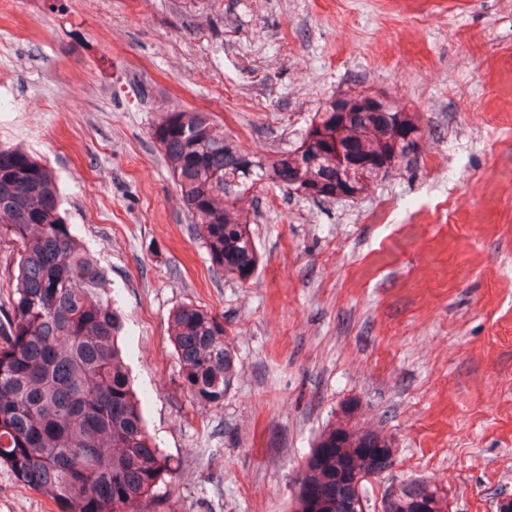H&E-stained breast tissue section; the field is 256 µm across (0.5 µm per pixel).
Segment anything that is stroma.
Listing matches in <instances>:
<instances>
[{
  "instance_id": "1",
  "label": "stroma",
  "mask_w": 512,
  "mask_h": 512,
  "mask_svg": "<svg viewBox=\"0 0 512 512\" xmlns=\"http://www.w3.org/2000/svg\"><path fill=\"white\" fill-rule=\"evenodd\" d=\"M364 89L422 114L417 160L327 203L255 191L252 281L214 271L154 124L207 112L266 158ZM1 142L52 170L106 270L171 512H290L340 420L393 442L369 512L418 481L448 512L512 499V0H0ZM185 304L238 361L217 408L182 387ZM0 512L57 508L0 465Z\"/></svg>"
}]
</instances>
